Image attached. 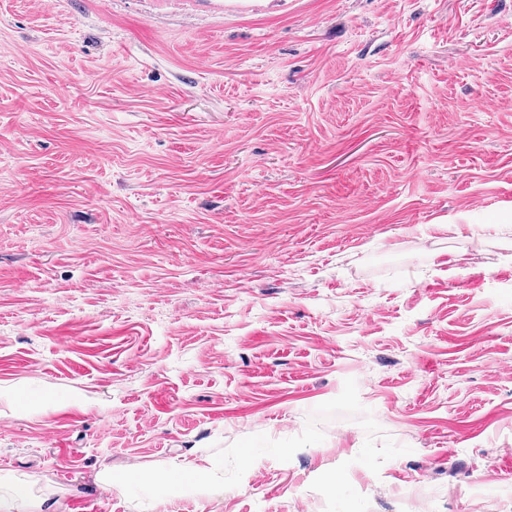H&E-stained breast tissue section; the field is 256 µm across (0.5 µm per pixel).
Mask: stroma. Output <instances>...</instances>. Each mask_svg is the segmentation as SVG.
<instances>
[{
  "label": "stroma",
  "instance_id": "stroma-1",
  "mask_svg": "<svg viewBox=\"0 0 512 512\" xmlns=\"http://www.w3.org/2000/svg\"><path fill=\"white\" fill-rule=\"evenodd\" d=\"M156 512H512V0H0V475Z\"/></svg>",
  "mask_w": 512,
  "mask_h": 512
}]
</instances>
